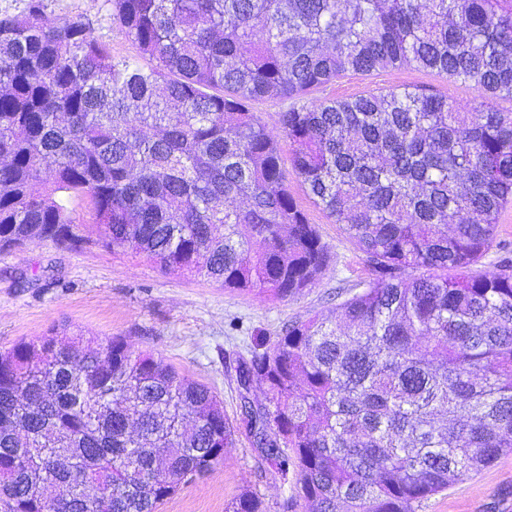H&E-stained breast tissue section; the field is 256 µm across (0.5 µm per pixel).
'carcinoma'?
<instances>
[{
	"label": "carcinoma",
	"mask_w": 512,
	"mask_h": 512,
	"mask_svg": "<svg viewBox=\"0 0 512 512\" xmlns=\"http://www.w3.org/2000/svg\"><path fill=\"white\" fill-rule=\"evenodd\" d=\"M144 63L44 0L0 17V250L99 241L164 271L291 299L330 255L296 174L376 273L242 360L265 401L233 425L211 389L67 324L0 352V512H158L245 431L314 512H416L512 451V264L472 270L512 202V0H110ZM404 66L405 86L309 101ZM454 268L457 277L446 271ZM245 492L225 512H262ZM403 85L418 86L433 93L448 96L450 101L466 109L479 106L481 100L468 83L455 81L445 75L415 67L370 74L348 73L327 87L310 92L307 97L314 101H323L326 98H349L379 89L401 88Z\"/></svg>",
	"instance_id": "obj_1"
}]
</instances>
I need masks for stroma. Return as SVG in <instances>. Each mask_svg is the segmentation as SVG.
Instances as JSON below:
<instances>
[{"label":"stroma","instance_id":"1","mask_svg":"<svg viewBox=\"0 0 512 512\" xmlns=\"http://www.w3.org/2000/svg\"><path fill=\"white\" fill-rule=\"evenodd\" d=\"M49 20L82 18L113 54L137 59L135 45L111 20L109 0H45ZM403 85L448 96L470 109L480 99L469 84L445 75L405 67L370 74L349 73L310 92L311 100L349 98ZM288 191L326 244L330 262L312 288L292 299L241 295L200 278L163 272L143 254L116 252L98 241L94 224L86 241L72 247L37 241L0 253V349L66 323L101 339L124 338L138 352L164 359L181 373L209 386L224 402L231 421L240 418L238 364L253 340L274 341L283 324L329 315L361 291L375 273L356 242L320 209L291 171ZM260 496L265 512H310L290 485L275 479L272 467L245 435L227 460L184 486L160 512H224L243 492ZM417 512H512V452L501 454L477 474L423 500Z\"/></svg>","mask_w":512,"mask_h":512}]
</instances>
